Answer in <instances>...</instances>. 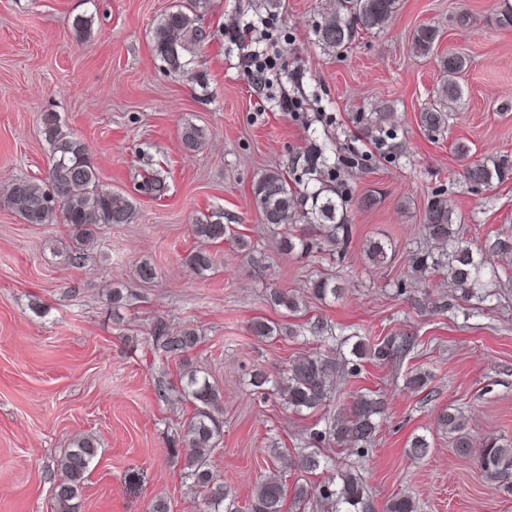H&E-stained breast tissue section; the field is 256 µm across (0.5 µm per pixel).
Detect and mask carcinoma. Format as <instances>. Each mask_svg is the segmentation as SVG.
Listing matches in <instances>:
<instances>
[{
	"mask_svg": "<svg viewBox=\"0 0 512 512\" xmlns=\"http://www.w3.org/2000/svg\"><path fill=\"white\" fill-rule=\"evenodd\" d=\"M206 7L204 0H182L175 9L163 15L154 31V50L157 57L174 71H184L189 65L192 47L207 40L205 30L198 25V12ZM396 8V0H334L333 11L316 28L318 41L336 53L347 49L357 31L383 28ZM436 31L421 28L414 37L413 49L427 52L436 42ZM459 98V88L445 80L432 104L421 115V121L436 129L444 123L446 112ZM42 133L49 143L52 160L46 181L29 179L14 181L6 194L7 206L27 224H65L75 251L96 243L97 230L112 224H130L135 217L133 204L122 194L100 187L97 168L86 146L73 135L62 130L56 114L42 117ZM185 150L192 152L201 144L198 128L189 125L182 132ZM504 167L497 161L490 164L474 160L463 169V177L472 185L491 186L502 178ZM140 191L152 198L167 192L160 173L149 174L139 184ZM253 199L261 222L274 229L301 224L297 233L284 231L282 248L287 253H305L324 245L333 251L347 243L351 231L350 212L355 205L352 197L329 184L314 191H301L288 182L279 170L262 174L253 187ZM221 213H211L192 225L194 235L208 243H216L231 234L223 223ZM423 230L448 253V275L460 289L475 288L486 263V252L473 248L460 236L459 226L453 220V211L443 200H434L425 212ZM184 262L198 273L210 270L212 254L197 248L184 257ZM342 288L329 277H320L310 283L309 294L326 300L340 296ZM272 304L287 311L299 308L297 297L275 289L270 294ZM152 346L166 361L182 364L179 394L192 406L191 416L182 425L181 437L188 449L185 454L186 476L194 486L207 492V512H238L235 504L227 502L223 484L216 481L207 461L219 448L224 435V422L219 418L221 390L209 380L198 376L186 363L187 353L199 342V335L190 327L172 332L160 320L150 330ZM413 347L410 340L398 342L383 340L373 346L355 343L356 354L369 355L379 361L405 356ZM334 367L331 361L317 355L305 356L288 367V375L276 380L263 369L251 374L254 391L279 395L296 412L318 410L326 405L334 390ZM384 410V402L375 395L360 394L352 398L345 414L328 420L320 438L336 444L367 442L377 429V417ZM438 426L457 434L456 446L466 451L471 447L463 433L464 423L452 412L443 411L437 418ZM94 438L81 437L58 458L57 466L64 478L52 489L56 512H75L90 466L98 454ZM477 460L483 475L490 481L508 482L512 479V445L496 439L478 450ZM286 489L279 475V467L264 475L257 483L250 504V512H283ZM316 498L332 504L336 512H366L365 485L361 478L345 471L337 479L318 487L298 485L293 502L302 506Z\"/></svg>",
	"mask_w": 512,
	"mask_h": 512,
	"instance_id": "obj_1",
	"label": "carcinoma"
}]
</instances>
